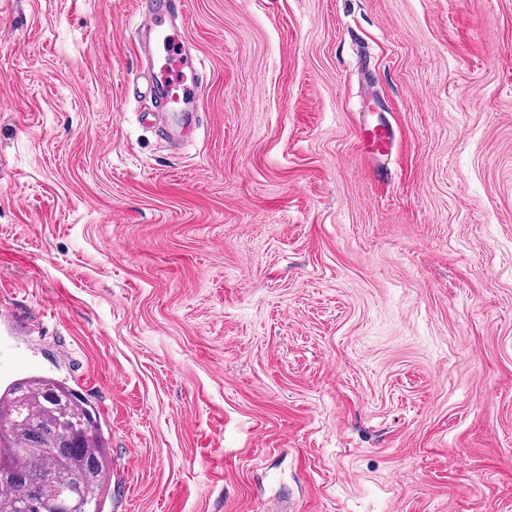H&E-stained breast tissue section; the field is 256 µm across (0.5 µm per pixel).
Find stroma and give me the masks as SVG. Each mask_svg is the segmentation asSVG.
Listing matches in <instances>:
<instances>
[{
    "mask_svg": "<svg viewBox=\"0 0 512 512\" xmlns=\"http://www.w3.org/2000/svg\"><path fill=\"white\" fill-rule=\"evenodd\" d=\"M143 6L0 0V378L97 407L105 512H512V0H184L178 150ZM135 39L136 48L150 69V95L159 104L156 112H145L142 120L165 131L172 139L191 137L198 126L193 103L200 98L198 78L204 61L186 48L183 32L176 23L183 14L181 0H155ZM144 32L149 39L144 40ZM359 141L367 151L379 156H387L393 147L394 132L387 125L363 127L359 132Z\"/></svg>",
    "mask_w": 512,
    "mask_h": 512,
    "instance_id": "obj_1",
    "label": "stroma"
}]
</instances>
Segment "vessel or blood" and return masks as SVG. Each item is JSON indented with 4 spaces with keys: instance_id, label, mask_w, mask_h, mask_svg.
I'll return each mask as SVG.
<instances>
[{
    "instance_id": "vessel-or-blood-1",
    "label": "vessel or blood",
    "mask_w": 512,
    "mask_h": 512,
    "mask_svg": "<svg viewBox=\"0 0 512 512\" xmlns=\"http://www.w3.org/2000/svg\"><path fill=\"white\" fill-rule=\"evenodd\" d=\"M182 0H155L142 26L144 34L135 43L150 69V94L158 103L154 112L142 119L150 126L161 128L172 139L184 140L198 126L195 102L200 97L198 78L204 61L190 54L177 23ZM359 141L367 151L388 155L393 147L392 127L376 125L361 128Z\"/></svg>"
}]
</instances>
